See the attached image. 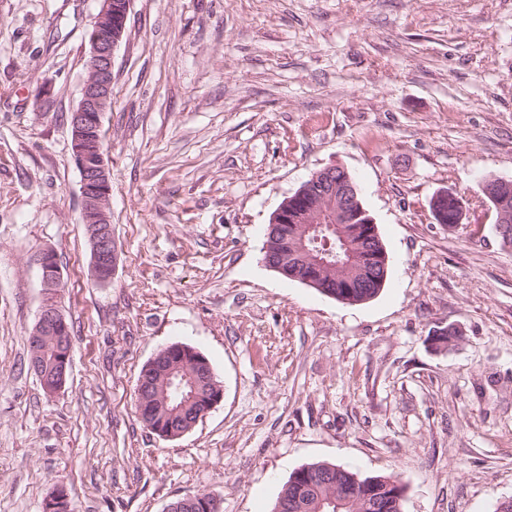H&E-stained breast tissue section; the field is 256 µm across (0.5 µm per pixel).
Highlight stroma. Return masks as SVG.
Masks as SVG:
<instances>
[{
  "instance_id": "stroma-1",
  "label": "stroma",
  "mask_w": 512,
  "mask_h": 512,
  "mask_svg": "<svg viewBox=\"0 0 512 512\" xmlns=\"http://www.w3.org/2000/svg\"><path fill=\"white\" fill-rule=\"evenodd\" d=\"M96 12L0 0V512H43L59 488L75 512L204 491L220 512H273L318 461L396 478L403 512L512 499V250L481 193L512 177V0H132L102 118L106 285L69 126ZM327 167L352 175L386 248L364 303L263 261L272 214ZM442 189L464 201L453 228L430 211ZM50 298L72 338L53 394L29 366ZM439 324L454 346H434ZM173 343L208 358L223 398L167 441L136 388ZM42 284L48 291H54L61 284V272L55 254L47 251L40 258Z\"/></svg>"
}]
</instances>
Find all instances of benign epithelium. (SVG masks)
I'll use <instances>...</instances> for the list:
<instances>
[{"label": "benign epithelium", "mask_w": 512, "mask_h": 512, "mask_svg": "<svg viewBox=\"0 0 512 512\" xmlns=\"http://www.w3.org/2000/svg\"><path fill=\"white\" fill-rule=\"evenodd\" d=\"M98 8L89 34V53L85 63L86 76L77 107L70 115L71 150L80 173L82 220L86 225L91 245V273L100 284L112 280L115 269V244L112 241L110 200L112 186L105 160L102 138V116L109 109L112 99V65L125 26L113 23L127 20L131 0H97ZM347 172L339 167H329L314 173L310 182L297 190L294 203L301 206V215L295 219L294 211L285 207L277 209L270 221V229L280 230L283 225L297 220L317 228L319 224H366L369 234L377 235L373 220L364 218L363 209L352 205ZM487 195L495 202L499 212L497 232L507 238L512 235L508 224L512 222V178L498 177L488 186ZM455 194L441 190L432 197L430 207L438 224L448 223V199ZM267 265L291 280L315 283L333 272L334 265H324L305 275L299 265L284 260ZM42 284L53 291L61 284V272L53 252L47 251L40 258ZM68 326L59 306L48 299L42 306L32 336L33 356L41 355L45 339L56 340L57 363L61 370L71 362L72 343L66 341Z\"/></svg>", "instance_id": "7a95c632"}]
</instances>
